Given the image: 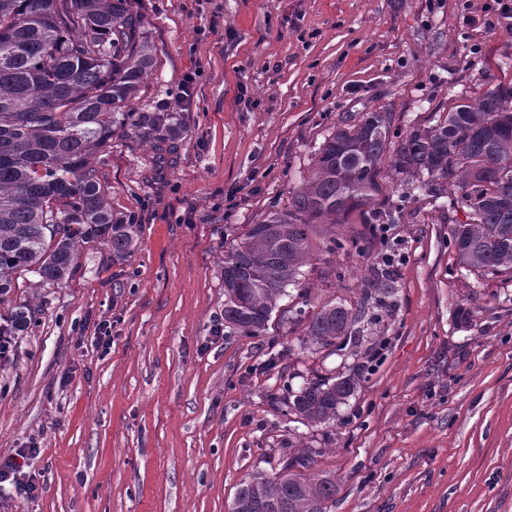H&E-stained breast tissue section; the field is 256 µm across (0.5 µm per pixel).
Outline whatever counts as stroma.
Returning <instances> with one entry per match:
<instances>
[{
	"mask_svg": "<svg viewBox=\"0 0 512 512\" xmlns=\"http://www.w3.org/2000/svg\"><path fill=\"white\" fill-rule=\"evenodd\" d=\"M493 0H137L156 64L133 101L183 133L155 151L122 132L102 169L140 243L80 247L58 285L19 277L1 311L37 323L0 364V455L37 441L30 498L0 512H230L239 485L308 449L334 476L327 512H512V278L460 271L447 199L407 204L365 251L359 216L317 225L262 336L224 334V254L287 208L336 124L387 111L402 129L512 85V18ZM395 248L396 305L366 324L376 357L330 427L295 422L286 389L345 359L301 343L298 316L360 309ZM110 343L102 345L99 325Z\"/></svg>",
	"mask_w": 512,
	"mask_h": 512,
	"instance_id": "35a3bbf8",
	"label": "stroma"
}]
</instances>
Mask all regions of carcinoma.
<instances>
[{
  "label": "carcinoma",
  "instance_id": "carcinoma-1",
  "mask_svg": "<svg viewBox=\"0 0 512 512\" xmlns=\"http://www.w3.org/2000/svg\"><path fill=\"white\" fill-rule=\"evenodd\" d=\"M0 302L18 275L54 285L70 275L79 247L99 241L120 260L137 248L139 225L112 212L101 181L112 134L121 129L157 147L180 131V115L160 105L130 107L154 65L142 18L127 0H0ZM400 180L394 200L383 192L382 171ZM448 198L466 221L453 225L459 265L481 277L512 275V86H498L458 103L428 127L405 132L390 112H368L336 127L318 150L309 176L286 210L249 225L224 254L229 273L224 323L258 336L296 282L318 224L348 223L353 214L373 227L392 224L405 204ZM395 254L382 256L363 288L378 312L395 307ZM26 303L0 314V336H18L36 322ZM362 315L344 304L312 313L303 343L345 351L359 343ZM361 366L348 374L287 390L288 409L311 425L329 426L355 392ZM308 451L270 476L238 488L231 512H326L336 480L294 472Z\"/></svg>",
  "mask_w": 512,
  "mask_h": 512
}]
</instances>
